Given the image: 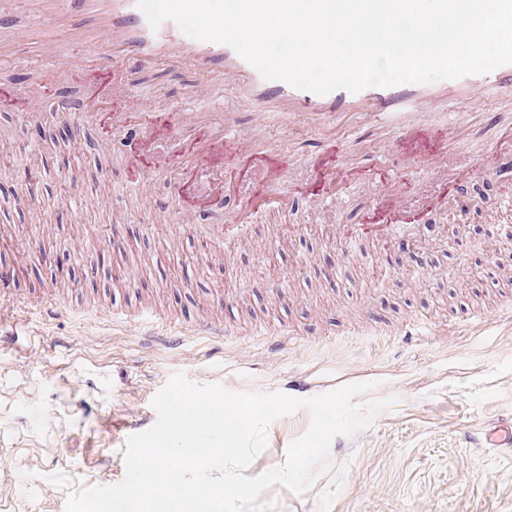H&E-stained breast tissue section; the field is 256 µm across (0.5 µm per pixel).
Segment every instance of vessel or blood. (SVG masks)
I'll list each match as a JSON object with an SVG mask.
<instances>
[{
    "label": "vessel or blood",
    "mask_w": 512,
    "mask_h": 512,
    "mask_svg": "<svg viewBox=\"0 0 512 512\" xmlns=\"http://www.w3.org/2000/svg\"><path fill=\"white\" fill-rule=\"evenodd\" d=\"M34 6L46 20L68 8L93 17V25L74 33L68 44L50 33H43L50 68L59 74L76 75L87 87L88 118L105 121L110 130L132 133L133 146L124 163L133 170L135 180H143L160 167L176 173L175 199L183 210L191 208L196 200L215 210L223 208L224 180L219 172L225 160L237 158L249 162L251 172L257 173L265 186L272 187L288 181V156L275 146L262 154L251 155L231 123L227 124L223 135L211 134L204 128L187 143L181 140L178 128L191 121V113L143 112L133 116L123 112L116 106L113 86V74L121 59L131 57L143 65L153 64L164 56L175 61L195 60L206 71L211 88L220 90L232 86L236 96L250 103L251 128L255 131L265 130L273 117L282 114L314 117L357 112L393 125L397 133L387 149L388 155L401 158L420 170H442L452 158L458 162V174L479 172L492 177L512 165V153L504 154L495 146L486 149L480 157H467L454 146L448 126L434 123L429 113L439 97L449 91L454 94L456 106L465 111L481 110L490 95L512 92V64L455 80L372 87L357 93L339 89L320 96L282 81L263 79L230 46L193 39L173 21H164L158 29H151L136 0H34ZM31 35V30L14 25L8 11L0 10L1 55L15 42ZM75 42L84 45L106 42L113 53L104 57L82 56L73 52L71 45ZM160 138L171 140L174 148L158 157L153 153V143ZM315 163L311 197L325 203L335 202L336 184L346 177L336 161L335 150L322 151L316 155ZM377 189V202L369 209L367 221L357 225L354 238L346 244L347 249L356 248L362 240L389 242L406 232L408 225L403 214L408 203L405 198L391 182L378 184ZM195 336L220 340L224 337V327L213 321L183 324L170 333L168 341L179 345ZM467 439L493 453L512 456V416L468 433Z\"/></svg>",
    "instance_id": "obj_1"
}]
</instances>
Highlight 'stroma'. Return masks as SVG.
Segmentation results:
<instances>
[{"instance_id": "1", "label": "stroma", "mask_w": 512, "mask_h": 512, "mask_svg": "<svg viewBox=\"0 0 512 512\" xmlns=\"http://www.w3.org/2000/svg\"><path fill=\"white\" fill-rule=\"evenodd\" d=\"M18 85L76 104L85 94L78 77L49 74L37 44L19 42L0 58V155L13 164L0 171V293H62L59 310L0 314L11 337L0 346V512H65L79 486L120 483L127 438L155 423L152 400L178 372L235 392L285 393L300 377L311 396L371 381L357 405L395 398L370 428L333 440L330 470H315L303 493L273 486L276 512H512V456L463 440L512 415V207L485 206L512 192V174L450 183L394 166L384 157L394 128L364 115L332 125L276 118L250 144L287 151L291 175L279 192L288 210L252 216L241 242L224 224L242 192L227 194L223 210L180 214L175 173L133 189L123 133L77 115L61 121L51 107L27 119L10 97ZM115 85L125 111L187 108L224 131L223 110L200 100L206 76L194 62L126 60ZM435 110L469 156L512 148V96L467 115L451 103ZM326 141L352 174L337 206L309 196L311 162ZM379 178L417 203L451 201L412 225L407 251L365 240L347 252ZM20 247L29 254L19 267ZM139 307L168 323L215 319L227 334L173 347L103 315ZM476 311L490 322L474 320ZM282 335L286 344L271 352ZM310 424L305 409L275 420L247 476L280 467Z\"/></svg>"}]
</instances>
